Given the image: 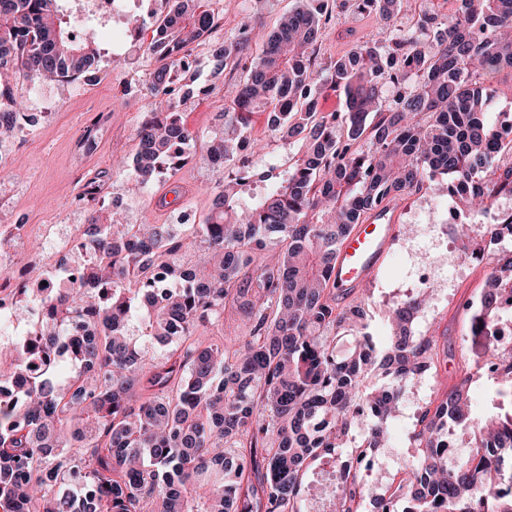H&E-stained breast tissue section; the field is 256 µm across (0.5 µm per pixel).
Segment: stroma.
<instances>
[{"instance_id": "35a3bbf8", "label": "stroma", "mask_w": 512, "mask_h": 512, "mask_svg": "<svg viewBox=\"0 0 512 512\" xmlns=\"http://www.w3.org/2000/svg\"><path fill=\"white\" fill-rule=\"evenodd\" d=\"M297 4L298 0H213L223 20L220 33L224 36L237 34L241 23L251 16L259 18L265 30H272ZM458 6V0H410L409 6L388 24L368 12H339L335 23L321 35L320 56L325 60L340 56L366 36L383 40L411 32L419 14L426 10L454 19ZM161 11L159 0H133L130 15L141 27L140 42L125 45L99 35L101 57L97 69L54 106H45L27 79L14 84L15 95L25 101L28 111L41 115L31 131L0 141V152L12 157L11 167L0 170V227L21 224L26 233L25 240L11 254L0 258V266L12 269L14 277L32 279L58 264V255L41 247L44 225L87 224L94 211L115 204L128 224L146 220L175 224L184 210L198 216L208 212L212 196L202 187L214 181L215 173L205 159L203 144L191 148L176 175L159 174L137 192L130 191L124 179L112 173L114 162L130 160L136 150L135 130L143 117L139 98L149 87L143 76L153 67L145 48ZM194 56L191 79L207 85L208 94L188 103L176 101L175 106L190 129L209 131L217 123L218 112L224 109L226 83L238 82L242 74H225L208 44H200ZM90 182L96 184L97 193L87 202L81 195ZM160 195L167 196L170 207L158 209L156 198ZM439 251L453 264L464 265L466 272L452 279L427 315L416 321L417 330L438 340L440 380H426L406 389L391 425V450L378 458L392 473L403 459L416 453L411 435L417 412L461 374L456 349L463 334V307L479 293L491 267L490 259H472L453 239ZM410 264L407 253L399 245H392L368 284L374 300L371 332L375 337L384 334V310L403 298L411 286ZM330 471L329 464L321 459L307 470L300 490L304 512H328L337 495L335 486L328 482Z\"/></svg>"}]
</instances>
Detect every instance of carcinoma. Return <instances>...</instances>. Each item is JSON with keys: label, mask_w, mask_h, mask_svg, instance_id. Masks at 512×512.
<instances>
[{"label": "carcinoma", "mask_w": 512, "mask_h": 512, "mask_svg": "<svg viewBox=\"0 0 512 512\" xmlns=\"http://www.w3.org/2000/svg\"><path fill=\"white\" fill-rule=\"evenodd\" d=\"M147 47L154 59L150 94L136 129L131 163L115 175L147 183L184 158L178 145L202 140L206 159L224 171L212 205L192 235L196 259L173 224H122L102 210L89 225L83 271L56 274L64 286L39 296L15 288L18 321L45 311L36 335L63 348L66 323L91 331L32 378L17 401L0 404V512H304L299 492L309 461L336 459L357 442L388 444L403 390L438 359L436 339L414 323L431 301L424 290L389 312L390 332L369 333L371 296L336 297L331 276L350 226L392 199L415 194L438 174L468 187L458 200L488 212L512 195V125L489 110L488 77L512 69V0H461L458 18L423 12L415 31L385 41L363 37L341 56L319 61L318 42L336 19L337 0H299L259 51L257 23L219 39L220 16L208 0H164ZM390 23L404 0H342ZM224 67L245 76L232 86L221 130H190L168 96L170 73L203 42ZM97 30L75 41L61 0H0V75L38 81L97 66ZM345 99V110L314 108L318 79ZM398 91L386 103L389 87ZM261 106L289 150L260 173L239 164L262 145L249 133ZM23 133L13 88L0 83V138ZM297 152H290L294 142ZM265 192L255 191L257 183ZM492 267L461 338L464 368L440 401L422 410L412 441L417 455L399 464L386 494L335 464L340 494L330 512H512V346L498 345L499 304L512 283V214L486 225ZM272 234L285 243L266 253ZM241 317L230 351L202 336L226 307ZM181 346L144 368L148 350L129 333ZM354 348L336 356V338ZM497 361L487 376L483 357ZM28 351L0 345V385L22 377ZM489 379L494 408L474 413L473 386ZM468 434L474 452L448 461L449 429Z\"/></svg>", "instance_id": "1"}]
</instances>
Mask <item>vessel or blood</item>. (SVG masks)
Segmentation results:
<instances>
[{
  "mask_svg": "<svg viewBox=\"0 0 512 512\" xmlns=\"http://www.w3.org/2000/svg\"><path fill=\"white\" fill-rule=\"evenodd\" d=\"M398 207L389 203L352 225L340 245L332 283L338 297H350L388 254L397 233Z\"/></svg>",
  "mask_w": 512,
  "mask_h": 512,
  "instance_id": "b4317fda",
  "label": "vessel or blood"
}]
</instances>
